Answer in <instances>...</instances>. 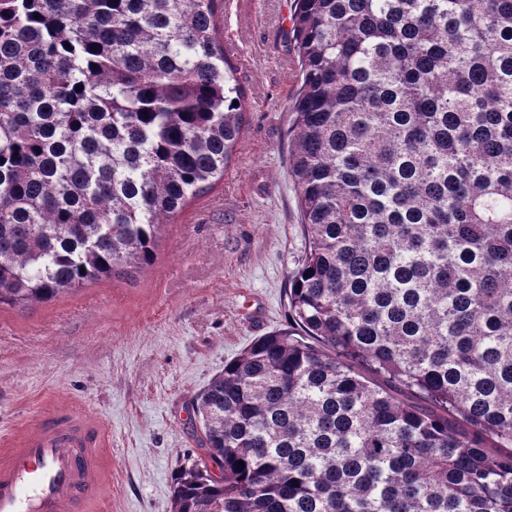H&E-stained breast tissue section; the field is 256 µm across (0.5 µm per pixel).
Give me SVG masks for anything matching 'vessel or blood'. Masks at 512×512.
Wrapping results in <instances>:
<instances>
[{
    "mask_svg": "<svg viewBox=\"0 0 512 512\" xmlns=\"http://www.w3.org/2000/svg\"><path fill=\"white\" fill-rule=\"evenodd\" d=\"M102 433L59 414L0 453V512H86L103 486Z\"/></svg>",
    "mask_w": 512,
    "mask_h": 512,
    "instance_id": "vessel-or-blood-1",
    "label": "vessel or blood"
}]
</instances>
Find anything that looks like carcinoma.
Segmentation results:
<instances>
[{
	"instance_id": "1",
	"label": "carcinoma",
	"mask_w": 512,
	"mask_h": 512,
	"mask_svg": "<svg viewBox=\"0 0 512 512\" xmlns=\"http://www.w3.org/2000/svg\"><path fill=\"white\" fill-rule=\"evenodd\" d=\"M222 13L0 0V306L135 277L224 177L248 102ZM291 21L292 323L193 403L172 512H512V0Z\"/></svg>"
}]
</instances>
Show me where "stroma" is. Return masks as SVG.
Returning <instances> with one entry per match:
<instances>
[{"label": "stroma", "mask_w": 512, "mask_h": 512, "mask_svg": "<svg viewBox=\"0 0 512 512\" xmlns=\"http://www.w3.org/2000/svg\"><path fill=\"white\" fill-rule=\"evenodd\" d=\"M293 0H224L248 95L224 178L158 233L131 280L0 308V443L65 409L106 439L98 512H171L173 479L200 453L191 406L252 341L286 327L305 258L288 165L299 84Z\"/></svg>", "instance_id": "35a3bbf8"}]
</instances>
